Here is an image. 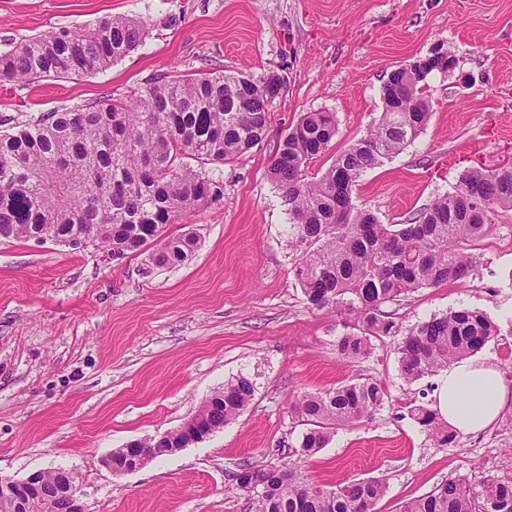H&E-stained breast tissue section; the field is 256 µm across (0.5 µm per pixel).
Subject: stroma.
Masks as SVG:
<instances>
[{
	"mask_svg": "<svg viewBox=\"0 0 512 512\" xmlns=\"http://www.w3.org/2000/svg\"><path fill=\"white\" fill-rule=\"evenodd\" d=\"M107 15L141 20L144 44L103 71L0 87V131L200 68L275 71L286 87L257 146L206 165L222 197L166 226V235L198 237L183 264L147 275L136 254L117 260L91 246L0 240V480L71 470L85 512H251L235 490L240 465L294 461L305 426L293 401L356 378L382 383L385 405L337 427L308 458L313 482L386 477L377 512H399L451 476L512 477V408L440 448L408 414L432 393L434 376L405 384L390 338L367 358H341L347 328L308 307L294 277L300 253L268 178L288 129L305 113L332 112L336 137L306 170L307 179L321 176L379 119L389 73L438 47L456 65L425 80L428 125L364 173L354 204L398 224L453 191L462 170L512 159V0H0V51ZM474 254L471 277L420 289L392 311L405 328L459 308L483 311L501 334L478 356L512 385L511 211ZM240 375L255 391L234 422L134 473L107 469L113 451L176 430Z\"/></svg>",
	"mask_w": 512,
	"mask_h": 512,
	"instance_id": "obj_1",
	"label": "stroma"
}]
</instances>
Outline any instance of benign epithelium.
I'll return each instance as SVG.
<instances>
[{
  "label": "benign epithelium",
  "instance_id": "1",
  "mask_svg": "<svg viewBox=\"0 0 512 512\" xmlns=\"http://www.w3.org/2000/svg\"><path fill=\"white\" fill-rule=\"evenodd\" d=\"M194 421L184 422L178 429L152 440V447L143 448L141 442L130 441L117 453L110 454L105 464L116 477L142 469L151 454L167 448L173 452L192 440L178 441L179 434L189 433ZM52 484H47V474ZM0 512H84L74 475L62 469L51 472L37 470L17 481H0Z\"/></svg>",
  "mask_w": 512,
  "mask_h": 512
}]
</instances>
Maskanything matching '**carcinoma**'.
I'll return each mask as SVG.
<instances>
[{"instance_id": "cac0c4a2", "label": "carcinoma", "mask_w": 512, "mask_h": 512, "mask_svg": "<svg viewBox=\"0 0 512 512\" xmlns=\"http://www.w3.org/2000/svg\"><path fill=\"white\" fill-rule=\"evenodd\" d=\"M144 25L108 16L82 31L61 29L0 52V82L70 78L104 70L137 49ZM448 70V52L433 50L425 69L414 63L382 84L378 122L336 155L318 178L305 169L336 135L330 112H308L278 142L268 177L288 206L289 243L304 247L295 278L317 310L350 322L338 340L344 359L369 355L372 340L397 338L398 369L407 384L474 355L499 334L484 313L470 309L434 315L401 332L393 313L421 288L469 277L473 250L493 232L498 210L512 211V168L461 173L454 191L437 196L400 224H383L353 203L369 169L411 144L430 110L423 82ZM286 85L271 72L257 79L219 72L164 77L133 98L92 102L17 123L0 132V238H79L124 256L157 241L145 272L192 255L194 232L163 236L164 227L221 196L208 174L188 163L232 161L266 135L270 107ZM251 378L239 375L214 391L195 419L208 436L232 423L251 401ZM384 405L383 387L368 378L306 393L294 404L306 431L298 460L265 467L244 464L235 489L253 512H377L387 491L380 477L351 479L326 489L310 481L304 462L327 447L337 426L371 418ZM409 415L434 444L454 432L426 404ZM400 512H512V478L473 485L450 477L403 503Z\"/></svg>"}]
</instances>
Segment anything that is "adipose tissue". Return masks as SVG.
Segmentation results:
<instances>
[{
    "instance_id": "obj_1",
    "label": "adipose tissue",
    "mask_w": 512,
    "mask_h": 512,
    "mask_svg": "<svg viewBox=\"0 0 512 512\" xmlns=\"http://www.w3.org/2000/svg\"><path fill=\"white\" fill-rule=\"evenodd\" d=\"M434 399V410L450 427L476 433L512 406V387L494 365L468 357L440 372Z\"/></svg>"
}]
</instances>
